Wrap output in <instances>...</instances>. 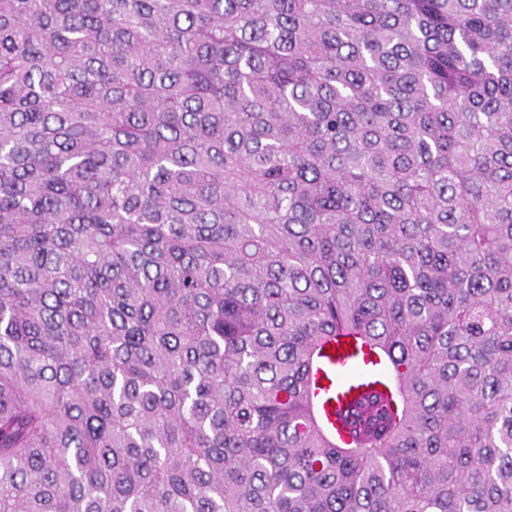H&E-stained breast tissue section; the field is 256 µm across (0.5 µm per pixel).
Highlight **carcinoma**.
<instances>
[{
	"instance_id": "cac0c4a2",
	"label": "carcinoma",
	"mask_w": 512,
	"mask_h": 512,
	"mask_svg": "<svg viewBox=\"0 0 512 512\" xmlns=\"http://www.w3.org/2000/svg\"><path fill=\"white\" fill-rule=\"evenodd\" d=\"M0 512H512V0H0Z\"/></svg>"
}]
</instances>
